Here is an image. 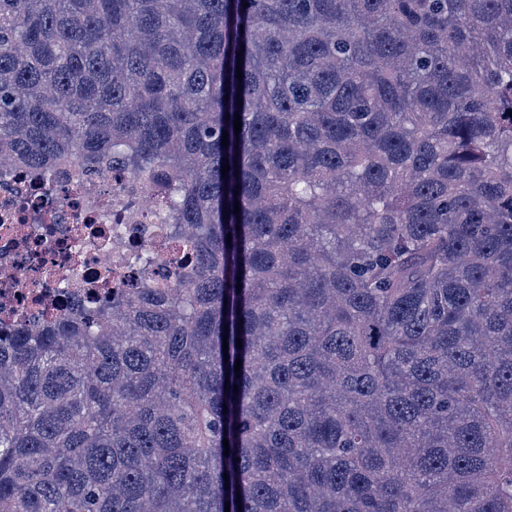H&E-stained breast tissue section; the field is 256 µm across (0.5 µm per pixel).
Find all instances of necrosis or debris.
I'll use <instances>...</instances> for the list:
<instances>
[{
	"label": "necrosis or debris",
	"mask_w": 512,
	"mask_h": 512,
	"mask_svg": "<svg viewBox=\"0 0 512 512\" xmlns=\"http://www.w3.org/2000/svg\"><path fill=\"white\" fill-rule=\"evenodd\" d=\"M155 207L111 169L0 166V325H39L52 303L91 306L139 275L140 245L171 253Z\"/></svg>",
	"instance_id": "necrosis-or-debris-1"
}]
</instances>
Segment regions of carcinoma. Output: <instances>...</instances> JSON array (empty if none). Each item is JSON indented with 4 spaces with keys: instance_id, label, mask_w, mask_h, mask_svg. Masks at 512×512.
<instances>
[{
    "instance_id": "obj_1",
    "label": "carcinoma",
    "mask_w": 512,
    "mask_h": 512,
    "mask_svg": "<svg viewBox=\"0 0 512 512\" xmlns=\"http://www.w3.org/2000/svg\"><path fill=\"white\" fill-rule=\"evenodd\" d=\"M0 162L191 254L0 334V512H512V0H0Z\"/></svg>"
}]
</instances>
